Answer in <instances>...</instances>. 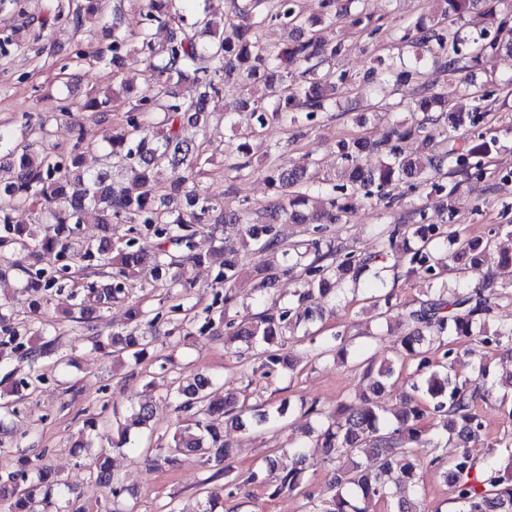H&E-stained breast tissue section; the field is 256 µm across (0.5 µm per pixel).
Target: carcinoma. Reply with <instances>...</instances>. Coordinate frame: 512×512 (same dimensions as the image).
Returning a JSON list of instances; mask_svg holds the SVG:
<instances>
[{
  "mask_svg": "<svg viewBox=\"0 0 512 512\" xmlns=\"http://www.w3.org/2000/svg\"><path fill=\"white\" fill-rule=\"evenodd\" d=\"M111 2L83 0L66 11L58 6L48 10L53 12V21L75 29L91 21L108 27L110 42L95 54L96 62L106 67L120 66L133 52L143 54L149 80L117 125L105 129L100 143L87 141L82 128H73L72 148L66 155L50 146L51 131L44 122L30 127L20 141L0 134V152L5 153L12 172L9 180L0 179V193L10 201V207H0V247L24 253V261L14 267L23 278L22 295L30 312H40L48 292L58 287V270L46 267L53 258H66L77 269H90L94 274L109 268L123 279L149 264L160 281L168 280L173 267L207 263L218 267L227 304L232 300L230 291L244 275L240 252H250L261 258L254 268L259 290L274 284L275 278L269 275L274 266L281 265L285 273L299 267L302 287L293 289L291 295L300 303L326 304L336 301L341 279L358 285L369 273L378 278L386 270L387 257L402 250L406 275L421 284V297L403 310L393 303L391 291L377 288L367 297L380 321L400 312L407 332L394 340L393 360L377 368L371 359L361 360L364 373L376 375L371 396L342 403L331 412L315 404L307 409L319 418L314 447L322 449L320 465L333 473L331 494L312 503V512H369L368 504L373 501L391 504V512H419L416 494L422 473L428 469L439 473L448 486L454 512H512V438L494 441L497 452L482 460L471 450L485 431L478 402L496 399L507 406L512 418L507 395L495 398L488 385L490 370L485 363L492 351L512 352V322L490 323L495 306L512 301V279L466 282L468 273L483 268L492 250L498 267L512 268V224H497L482 237L461 235L454 229L455 188L439 181L443 174L459 183L481 181L498 149L496 130L486 122L498 84L477 81L473 70L492 75L496 57L512 53V0H436L433 13L396 27L398 46L415 49L416 59L428 54L451 77L465 69L470 74L461 81L456 102L422 85L414 112L407 119L392 121L382 139L339 141L335 177L318 183L328 196L327 210L309 209L318 162L308 157L289 167L274 163L267 168V181L278 196L274 207L256 210L246 205L215 220V205L200 185V145L184 131L187 126L206 131L205 117L221 100L225 78L237 74L244 80L263 77L266 88L277 84L274 109H266L264 95L256 89L250 99L235 105L237 110L250 109V136L259 137L272 123L295 126L302 119L312 122L325 112L336 111L337 95L343 91L365 94L374 81L409 85L416 82L418 72L401 54L377 59L378 66L361 79L324 69L346 48L341 41H326L317 26L342 19L372 40L379 37L380 19L364 13L362 0H319L318 15L313 17L302 14L299 0H272L274 13L270 15L260 11L265 0H240L241 23L229 34L209 33L206 41L201 34L211 26L208 13L187 18V0H141L136 30L124 27L119 9ZM270 24L290 29V41L273 47L263 43L260 31ZM154 27L169 30L167 42L158 48L151 41ZM188 78L197 89L190 101L173 91ZM114 95L113 90L99 92L81 106L100 114L109 112ZM440 120L445 125L444 138L434 143L424 135L425 125ZM420 137L426 152H407L406 142ZM89 150L102 152L109 171L85 172L83 153ZM367 151L378 154L376 166L363 163ZM163 162L177 173L167 189L157 170ZM401 180L412 193L442 198L441 223H429L422 207L408 210L387 231L382 248L370 254L345 252L327 239L328 225L353 213L361 202L376 198L394 204L388 188ZM273 208L282 223L307 225L310 239L287 241L278 225L267 221ZM19 209H34L49 224L41 239L29 241L26 225L14 223L12 213ZM90 211L108 230L114 224H141L153 231L157 243L132 238L114 249L109 237L76 251L73 240ZM211 221L215 232L221 224L239 225L238 240H224L205 254L194 252V235ZM121 293L123 288L105 284L86 296L81 310L103 307ZM3 309L0 304V331L8 339L0 340V363L25 359L33 368L40 359L56 354L59 337L37 330L25 339L10 325ZM308 312L302 316L290 301L274 314L263 313L250 320L230 319L221 310L208 324L224 326V344L244 343L257 364L253 371L264 375L294 365L282 353L290 341L299 344L307 358L332 355L346 360L352 347V336L346 330L329 336L308 330L295 335L302 319L314 320L316 311L310 308ZM128 316L134 327L126 335H98L92 345L107 356H127L138 364L148 355L153 337L138 332L144 314L137 303L130 304ZM461 337L469 341V376L458 370L457 339ZM400 379L409 392L401 409L390 415L383 399ZM41 381L42 375L34 371L6 385L7 393L17 396ZM168 392L177 401V411L185 414L175 423L170 447L154 448L148 442L135 446L125 429L118 437H110V421L98 418L87 420L86 428L104 438L107 446L96 447L91 438L73 443L89 460L91 482L106 492L101 512H134L125 505L124 489L112 471V449H124L158 467L172 464L179 454L192 453L214 469L210 479L224 477L228 496L238 489L226 465L233 449L224 443V426H245L243 416L252 411L247 399L235 393L219 395L217 383L208 376L174 380ZM152 418L151 405L131 407L133 424L147 428ZM442 436L456 448L448 459L435 453ZM305 448L307 444L299 443L288 449L295 466L287 471L279 470L276 456L264 459L269 496L303 490L308 468ZM29 451V447H7L0 442V455L17 453L21 462L17 471L0 472V512H83L78 505L83 492L64 482L44 462L45 452L30 456Z\"/></svg>",
  "mask_w": 512,
  "mask_h": 512,
  "instance_id": "carcinoma-1",
  "label": "carcinoma"
}]
</instances>
